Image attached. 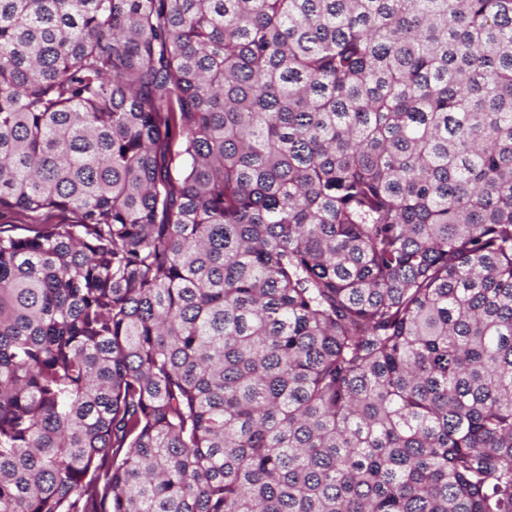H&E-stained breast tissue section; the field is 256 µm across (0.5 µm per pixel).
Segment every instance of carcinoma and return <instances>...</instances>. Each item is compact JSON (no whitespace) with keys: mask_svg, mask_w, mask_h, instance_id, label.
<instances>
[{"mask_svg":"<svg viewBox=\"0 0 512 512\" xmlns=\"http://www.w3.org/2000/svg\"><path fill=\"white\" fill-rule=\"evenodd\" d=\"M0 512H512V0H0Z\"/></svg>","mask_w":512,"mask_h":512,"instance_id":"1","label":"carcinoma"}]
</instances>
